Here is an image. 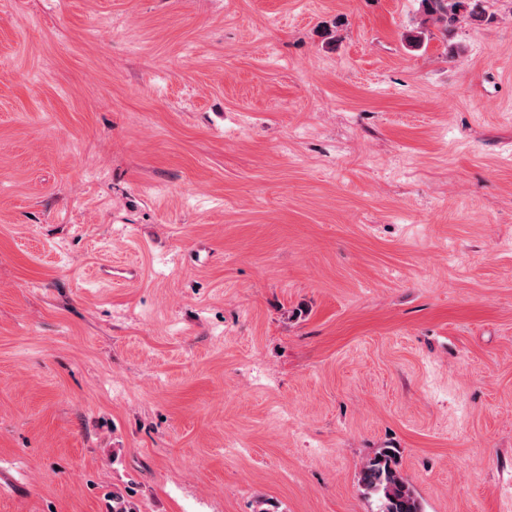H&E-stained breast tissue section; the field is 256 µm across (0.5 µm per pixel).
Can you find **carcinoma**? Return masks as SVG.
Returning <instances> with one entry per match:
<instances>
[{
  "instance_id": "carcinoma-1",
  "label": "carcinoma",
  "mask_w": 512,
  "mask_h": 512,
  "mask_svg": "<svg viewBox=\"0 0 512 512\" xmlns=\"http://www.w3.org/2000/svg\"><path fill=\"white\" fill-rule=\"evenodd\" d=\"M427 19L449 30L461 14L472 18L485 15V0H420ZM396 448H380L359 474L360 484L375 496L379 512H422L415 490L402 474Z\"/></svg>"
}]
</instances>
